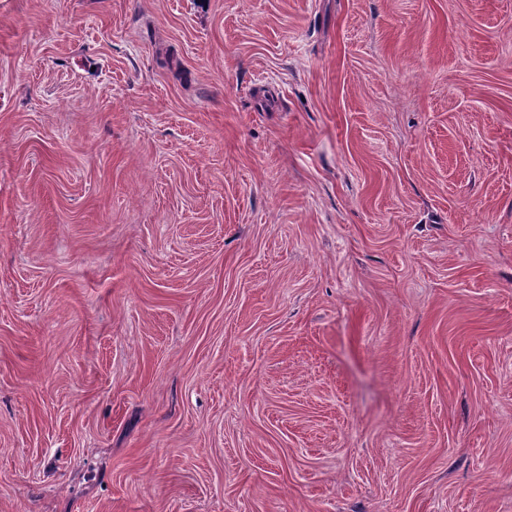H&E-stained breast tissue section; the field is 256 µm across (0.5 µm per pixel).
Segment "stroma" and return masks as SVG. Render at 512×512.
Returning a JSON list of instances; mask_svg holds the SVG:
<instances>
[{
  "label": "stroma",
  "mask_w": 512,
  "mask_h": 512,
  "mask_svg": "<svg viewBox=\"0 0 512 512\" xmlns=\"http://www.w3.org/2000/svg\"><path fill=\"white\" fill-rule=\"evenodd\" d=\"M0 512H512V0H0Z\"/></svg>",
  "instance_id": "stroma-1"
}]
</instances>
